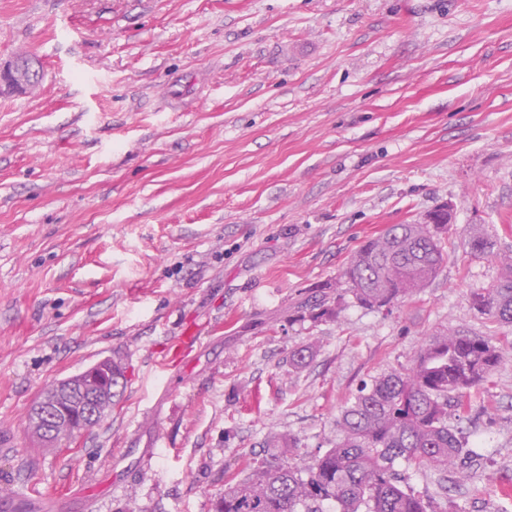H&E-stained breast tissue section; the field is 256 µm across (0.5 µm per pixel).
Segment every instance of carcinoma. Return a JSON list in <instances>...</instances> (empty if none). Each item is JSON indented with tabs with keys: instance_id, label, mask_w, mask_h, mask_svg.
Returning a JSON list of instances; mask_svg holds the SVG:
<instances>
[{
	"instance_id": "carcinoma-1",
	"label": "carcinoma",
	"mask_w": 512,
	"mask_h": 512,
	"mask_svg": "<svg viewBox=\"0 0 512 512\" xmlns=\"http://www.w3.org/2000/svg\"><path fill=\"white\" fill-rule=\"evenodd\" d=\"M448 225L422 230L419 224H392L367 240L336 281V302L316 296L304 303L313 321L339 318L344 296L379 311L417 294L446 260L443 234ZM476 257L494 255V243L476 235L466 242ZM501 275L488 288L471 292V306L494 322L512 325V256L500 257ZM314 344L294 351L292 365L306 366ZM502 360L492 339L462 329H446L419 349L412 366L392 370L363 387L338 420L336 444L312 461H267L224 485L215 512H319L330 501L339 512H438L435 499L418 491L395 470L401 460L413 472L452 471L469 479L465 453L448 427V404L467 407L465 396L487 381ZM124 371L112 362V400L123 394Z\"/></svg>"
}]
</instances>
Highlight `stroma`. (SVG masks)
<instances>
[{
    "instance_id": "35a3bbf8",
    "label": "stroma",
    "mask_w": 512,
    "mask_h": 512,
    "mask_svg": "<svg viewBox=\"0 0 512 512\" xmlns=\"http://www.w3.org/2000/svg\"><path fill=\"white\" fill-rule=\"evenodd\" d=\"M21 53L44 75L0 95V500L214 512L226 478L333 447L363 385L462 328L503 351L448 415L471 477L412 482L512 512V325L472 309L501 267L465 247L512 250V0H0V63ZM446 203L426 288L300 316L365 241ZM105 359L119 406L37 450L32 404Z\"/></svg>"
}]
</instances>
